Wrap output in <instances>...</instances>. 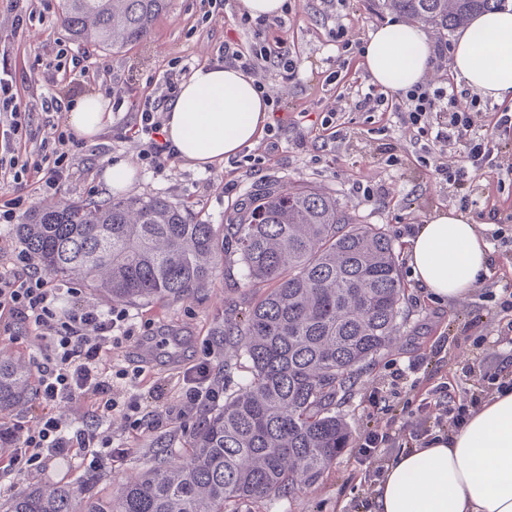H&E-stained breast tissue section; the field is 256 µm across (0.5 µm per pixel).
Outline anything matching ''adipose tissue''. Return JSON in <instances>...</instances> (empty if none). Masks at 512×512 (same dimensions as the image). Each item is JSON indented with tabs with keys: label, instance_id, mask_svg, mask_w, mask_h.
Wrapping results in <instances>:
<instances>
[{
	"label": "adipose tissue",
	"instance_id": "1",
	"mask_svg": "<svg viewBox=\"0 0 512 512\" xmlns=\"http://www.w3.org/2000/svg\"><path fill=\"white\" fill-rule=\"evenodd\" d=\"M432 47L424 28L378 26L363 51L376 85L396 91L421 84ZM456 78L482 97L512 101V4L475 16L458 31ZM99 96L74 98L66 122L90 139L110 118ZM271 100L241 69L202 64L181 83L165 115L164 138L177 156L205 170L250 148L270 120ZM488 244L468 216L440 209L407 240L412 275L433 301L464 294L487 270ZM375 512H512V390L493 395L461 427L425 448L396 454L377 486Z\"/></svg>",
	"mask_w": 512,
	"mask_h": 512
}]
</instances>
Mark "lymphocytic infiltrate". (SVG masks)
I'll use <instances>...</instances> for the list:
<instances>
[{
	"label": "lymphocytic infiltrate",
	"instance_id": "1",
	"mask_svg": "<svg viewBox=\"0 0 512 512\" xmlns=\"http://www.w3.org/2000/svg\"><path fill=\"white\" fill-rule=\"evenodd\" d=\"M239 22L253 31V44L246 48L236 41H224L218 48V61L242 69L259 83L271 71L283 81L294 80L296 62L266 37L268 18L244 13ZM12 56V47L0 45V177H11L14 183L13 197L0 202L1 224L13 223L25 209L29 186L55 190L72 174L83 144L55 117L68 102L72 85L101 68L100 62L73 57L71 69L63 72L53 91L40 101L48 132L40 148L31 152L25 141L31 114L21 108ZM185 76L182 69L164 73L156 94L145 97L123 88L112 92L113 109L126 104L135 109L136 120L124 136L140 144L142 165L156 173L175 159L171 146L160 137V127L162 115L175 102ZM457 98L454 88L446 86L421 85L393 93L370 87L357 92L351 109L397 113L417 137L435 147L460 144L464 164L438 160L434 171L463 188L494 165L499 148L493 137L476 135L473 113L459 109ZM437 112L447 113V121L433 122ZM80 294L79 288L46 272L26 249L15 248L0 255V334L33 339L34 393L38 400L34 425L17 423L0 429V443L5 446L0 452V469L17 475L40 474L54 460L70 465L82 462L96 469L123 452L122 446L115 444L108 422L116 408L108 359L113 348L134 336L135 325L128 309L113 306L101 310L88 305ZM183 381L186 389L181 411L213 406L224 396L223 386L206 364L189 367ZM81 402L91 403L90 413L81 420L68 417L66 408ZM397 438V432L389 427L358 434L359 463L368 481L379 480L385 467L379 451Z\"/></svg>",
	"mask_w": 512,
	"mask_h": 512
}]
</instances>
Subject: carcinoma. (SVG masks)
I'll use <instances>...</instances> for the list:
<instances>
[{"mask_svg":"<svg viewBox=\"0 0 512 512\" xmlns=\"http://www.w3.org/2000/svg\"><path fill=\"white\" fill-rule=\"evenodd\" d=\"M504 0H383L444 30ZM167 0H64L62 24L89 47L145 39ZM18 234L45 270L79 275L115 302L187 300L221 266L268 291L224 308L217 335L247 369L187 436L183 461L160 453L115 496L81 485L30 488L6 512H238L245 500L290 494L323 477L349 442L336 412L356 369L380 355L403 323L405 288L387 228L357 224L313 185L267 181L227 224L195 223L161 197L72 201L35 211ZM21 367L0 359V409L27 399Z\"/></svg>","mask_w":512,"mask_h":512,"instance_id":"1","label":"carcinoma"}]
</instances>
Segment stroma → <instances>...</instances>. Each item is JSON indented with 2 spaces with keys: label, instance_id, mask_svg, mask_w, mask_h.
I'll use <instances>...</instances> for the list:
<instances>
[{
  "label": "stroma",
  "instance_id": "35a3bbf8",
  "mask_svg": "<svg viewBox=\"0 0 512 512\" xmlns=\"http://www.w3.org/2000/svg\"><path fill=\"white\" fill-rule=\"evenodd\" d=\"M287 4L284 24L269 29L268 35L278 38L283 49L294 56L298 75L288 83L274 75L266 78V91L279 110L271 114L269 125L252 148L266 158L259 171L237 170L229 163L205 171L179 164L160 175L145 170L139 164V144L120 136L121 129L134 120L133 110L125 106L113 112L100 138L107 144V152L80 155L72 177L57 192H30L28 207L34 211L73 199H110L101 173L105 163L117 159L136 167L127 195L166 197L186 207L195 220L216 225L234 217L254 184L263 180L304 182L335 194L357 223L389 227L401 263L407 314L391 346L356 372L352 388L339 400L337 409L354 435L366 425L389 418L408 431L417 419L438 418V408L424 405L423 400L440 386H449L456 395L470 390L469 368L475 358L484 359L489 376L512 377V342L497 338L501 326L512 322V308L501 307L503 289L512 286V186L503 182L505 166H512V131L494 127L502 103L474 100L467 91L460 96L461 106H475L477 130L493 132L501 150L500 166L472 182L468 194L473 204L464 209L489 246V269L465 295L445 304L433 302L411 275L405 239L435 210L461 207V193L425 165L420 143L400 116L351 110L349 93L370 83L362 57L352 58L336 81L328 79L336 70L338 55L334 29L345 27L354 40L364 43L375 27L393 20L394 15L380 9L376 0H335L331 5L325 0H287ZM63 5L64 0H51L50 11L18 30L12 25L9 0H0V44L14 49L24 103H37L40 95L51 89L59 48L80 50L62 25ZM240 13V0H229L224 10L206 20L199 0H169L143 42L95 52V59L109 64L112 72L85 80L80 91L102 95L109 86L119 84L140 95L146 93L150 80L172 67L213 61L224 41L249 44L253 33L240 26ZM330 112L341 123L343 137L325 147L318 132L323 115ZM361 183L371 185L374 197L357 192ZM251 294V289L229 285L219 275L195 298L178 303L151 300L130 305L129 311L140 319L139 335L156 340L169 334L184 337L187 365L208 361L213 376L223 381L229 394L236 390L241 372L235 365L225 364L224 339L217 336L216 329L224 323L226 303L242 301ZM134 347L130 341L112 352L113 370L127 374L126 379L114 380V397L121 403L135 397L143 411H172L176 417L167 426L131 432L122 411H113L112 432L127 439L128 449L92 473L94 492L106 496L116 494L122 483L145 469L157 452H166L171 463H180L186 428L200 417L196 411L179 412L181 374L141 369L132 356ZM376 389L385 396V407L372 403L370 394ZM82 476V471L59 461L51 462L42 475L0 472V512L22 490L75 482ZM366 491L362 468L350 446L314 486L283 498L245 502L239 510L350 512Z\"/></svg>",
  "mask_w": 512,
  "mask_h": 512
}]
</instances>
